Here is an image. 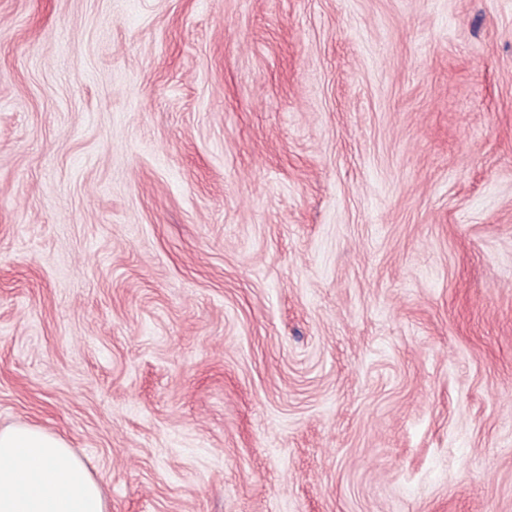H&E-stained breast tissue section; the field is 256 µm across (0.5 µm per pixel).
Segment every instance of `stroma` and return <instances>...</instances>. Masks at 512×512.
<instances>
[{
  "instance_id": "1",
  "label": "stroma",
  "mask_w": 512,
  "mask_h": 512,
  "mask_svg": "<svg viewBox=\"0 0 512 512\" xmlns=\"http://www.w3.org/2000/svg\"><path fill=\"white\" fill-rule=\"evenodd\" d=\"M107 512H512V0H0V427Z\"/></svg>"
}]
</instances>
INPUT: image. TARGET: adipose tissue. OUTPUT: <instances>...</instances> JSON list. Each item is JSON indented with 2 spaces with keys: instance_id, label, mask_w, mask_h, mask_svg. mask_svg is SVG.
<instances>
[{
  "instance_id": "ef3b65f1",
  "label": "adipose tissue",
  "mask_w": 512,
  "mask_h": 512,
  "mask_svg": "<svg viewBox=\"0 0 512 512\" xmlns=\"http://www.w3.org/2000/svg\"><path fill=\"white\" fill-rule=\"evenodd\" d=\"M0 512H106V502L63 437L20 424L0 429Z\"/></svg>"
}]
</instances>
